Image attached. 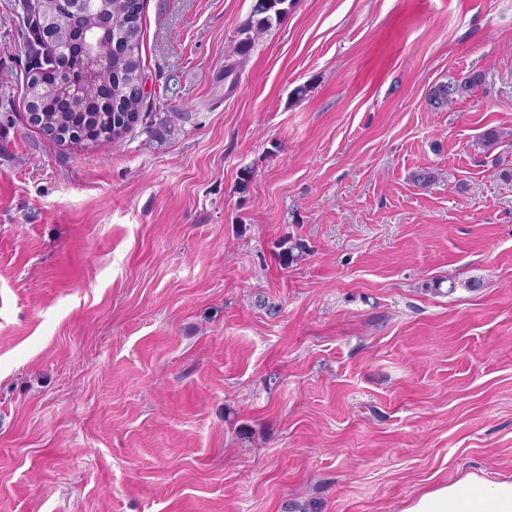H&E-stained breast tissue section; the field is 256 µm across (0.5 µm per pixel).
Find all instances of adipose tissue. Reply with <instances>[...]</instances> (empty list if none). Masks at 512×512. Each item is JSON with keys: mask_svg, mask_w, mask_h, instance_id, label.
<instances>
[{"mask_svg": "<svg viewBox=\"0 0 512 512\" xmlns=\"http://www.w3.org/2000/svg\"><path fill=\"white\" fill-rule=\"evenodd\" d=\"M404 512H512V479L489 482L471 473L414 497Z\"/></svg>", "mask_w": 512, "mask_h": 512, "instance_id": "ef3b65f1", "label": "adipose tissue"}]
</instances>
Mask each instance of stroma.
<instances>
[{"label": "stroma", "mask_w": 512, "mask_h": 512, "mask_svg": "<svg viewBox=\"0 0 512 512\" xmlns=\"http://www.w3.org/2000/svg\"><path fill=\"white\" fill-rule=\"evenodd\" d=\"M251 7L145 0L152 124L85 147L28 123L0 0V512L512 479V177L473 148L512 128V0H293L242 61ZM483 75L472 72L458 79L452 78L448 82L433 85L427 94V104L435 112H445L451 109L460 98L465 97L480 87Z\"/></svg>", "instance_id": "stroma-1"}]
</instances>
